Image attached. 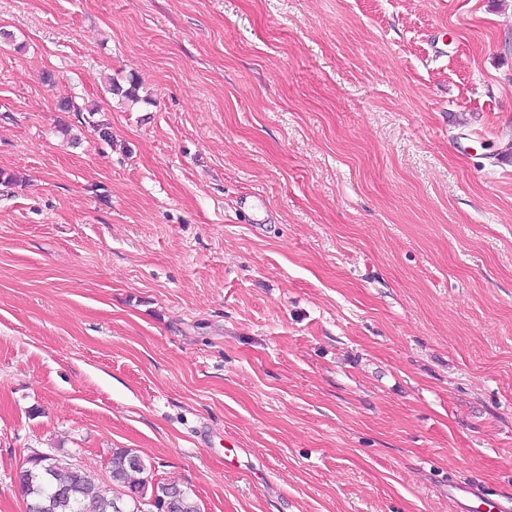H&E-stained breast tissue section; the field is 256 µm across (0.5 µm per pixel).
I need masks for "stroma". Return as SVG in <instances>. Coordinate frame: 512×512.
<instances>
[{
  "instance_id": "1",
  "label": "stroma",
  "mask_w": 512,
  "mask_h": 512,
  "mask_svg": "<svg viewBox=\"0 0 512 512\" xmlns=\"http://www.w3.org/2000/svg\"><path fill=\"white\" fill-rule=\"evenodd\" d=\"M0 31V512L48 448L133 449L201 512L512 491V0H0Z\"/></svg>"
}]
</instances>
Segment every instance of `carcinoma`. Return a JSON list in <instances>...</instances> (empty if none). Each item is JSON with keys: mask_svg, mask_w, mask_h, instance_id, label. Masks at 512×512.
I'll return each instance as SVG.
<instances>
[{"mask_svg": "<svg viewBox=\"0 0 512 512\" xmlns=\"http://www.w3.org/2000/svg\"><path fill=\"white\" fill-rule=\"evenodd\" d=\"M110 90L131 103L139 102L138 86L129 80L123 87L110 80ZM55 468L46 471L40 457L30 455L18 474L17 488L28 512H200L190 488L154 480L152 464L129 448L112 449L108 459L109 481L69 460L55 448Z\"/></svg>", "mask_w": 512, "mask_h": 512, "instance_id": "obj_1", "label": "carcinoma"}]
</instances>
